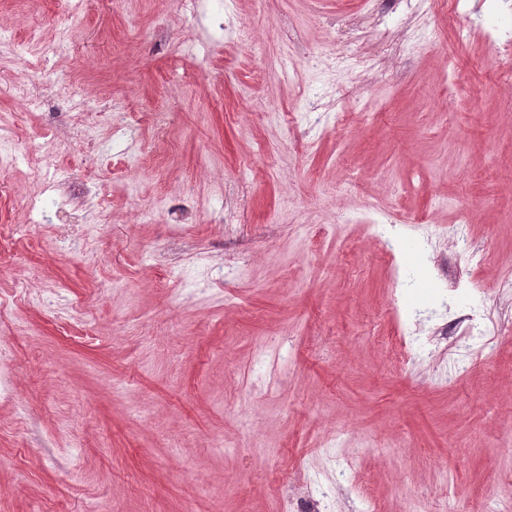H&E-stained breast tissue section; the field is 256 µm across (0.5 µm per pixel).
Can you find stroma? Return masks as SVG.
Wrapping results in <instances>:
<instances>
[{
    "label": "stroma",
    "instance_id": "1",
    "mask_svg": "<svg viewBox=\"0 0 512 512\" xmlns=\"http://www.w3.org/2000/svg\"><path fill=\"white\" fill-rule=\"evenodd\" d=\"M463 3L372 0L415 47L364 74L334 36L363 0H199L190 25L175 0H0L12 74L47 58L74 111L165 128L136 170L145 125L100 131L111 167L51 162L98 192L77 251L29 222L44 155L0 171V225L30 226L0 247V512H282L298 486L299 512H359L352 476L381 512L512 499V295L480 303L494 355L462 320L512 272V88L478 64L512 10Z\"/></svg>",
    "mask_w": 512,
    "mask_h": 512
}]
</instances>
